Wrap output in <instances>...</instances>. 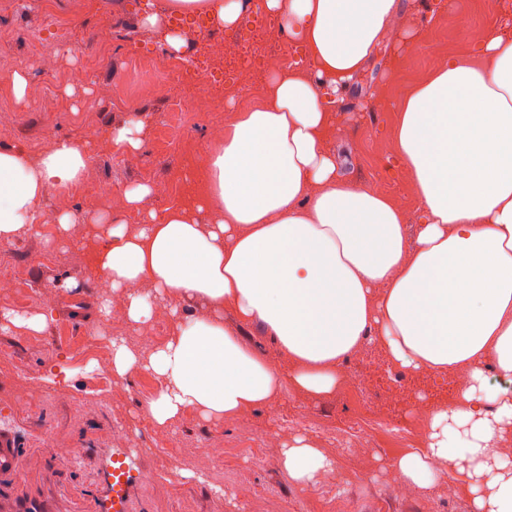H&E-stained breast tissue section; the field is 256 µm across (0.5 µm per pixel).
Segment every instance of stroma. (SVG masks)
<instances>
[{
  "label": "stroma",
  "instance_id": "35a3bbf8",
  "mask_svg": "<svg viewBox=\"0 0 512 512\" xmlns=\"http://www.w3.org/2000/svg\"><path fill=\"white\" fill-rule=\"evenodd\" d=\"M391 38L380 39L352 77L361 97L336 98L329 144L340 175L373 188L394 182L391 200L418 222V201L409 175L389 146L403 93L441 58L473 53L465 39L473 24L512 38V0H400ZM163 0H0V150L24 147L32 158L62 140L91 146L82 179L63 196H42L44 226L26 227L0 244V275L20 269L21 288L0 295V309L37 328L0 331V429L12 432L25 451L16 493L22 505L51 504L56 512H471L470 499L441 484L424 492L401 488L388 466L391 457L420 447L428 403L449 398L446 376L431 373L418 389L405 390V429L391 431L386 415L393 386L367 370L380 350L356 351L342 364L344 379L366 378L367 393L342 392L302 398L284 391L269 406L222 421L190 411L161 427L146 412L150 372L126 376L111 361H83L78 348L95 349L123 339L149 358L174 331L169 315L207 314L199 299L156 302L145 322L105 326L99 312L104 280L95 276L96 240L86 216L115 214L137 229L146 213L183 204L188 157L198 144L224 137V122L195 116L192 138L179 149L164 147L162 123L170 93L152 69L165 50L164 35L144 28L145 12ZM111 26L112 43L101 48L96 34ZM87 66L88 79L74 85L65 74ZM26 80L17 95L13 75ZM142 125L139 151L113 149L114 129ZM145 184L150 194L138 208L125 204L129 189ZM79 216L70 241H57V215ZM305 435L332 460L309 484L296 483L282 462V435ZM228 450L215 459V446ZM57 448L75 449L74 459L56 463Z\"/></svg>",
  "mask_w": 512,
  "mask_h": 512
}]
</instances>
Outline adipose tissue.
Masks as SVG:
<instances>
[{
    "instance_id": "ef3b65f1",
    "label": "adipose tissue",
    "mask_w": 512,
    "mask_h": 512,
    "mask_svg": "<svg viewBox=\"0 0 512 512\" xmlns=\"http://www.w3.org/2000/svg\"><path fill=\"white\" fill-rule=\"evenodd\" d=\"M397 2L259 0L300 39L312 72L274 77L266 99L225 126L192 202L149 213L133 232L108 219L94 272L121 293L129 321L172 297L209 306L149 360L113 343L112 370L163 381L147 404L156 424L189 409L220 420L287 386L335 392L342 361L373 343L393 368L461 378L453 398L431 403L423 446L391 461L400 480L426 490L448 477L470 493L472 512H512V455L502 450L512 389L486 375L492 363L512 377V40L488 34L400 100L395 144L421 211L411 240L397 205L338 175L327 139V89L374 50ZM165 10L229 26L243 0H167ZM88 153L68 140L35 163L22 149L0 151L1 243L37 220L46 184L80 180ZM142 281L150 294L135 290ZM228 306L263 329L284 365L242 345L224 325ZM465 424L473 441L449 442L451 426ZM283 462L300 484L328 466L301 436Z\"/></svg>"
}]
</instances>
